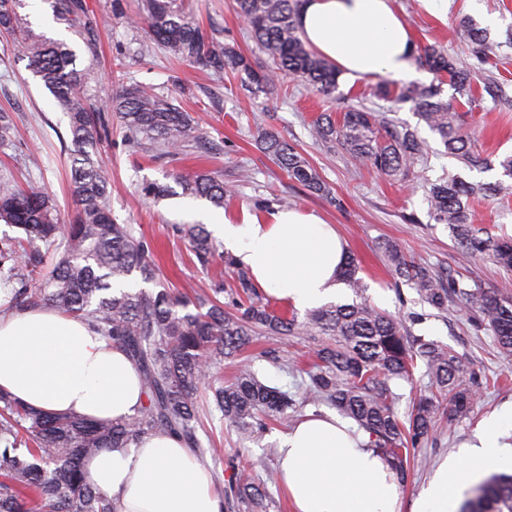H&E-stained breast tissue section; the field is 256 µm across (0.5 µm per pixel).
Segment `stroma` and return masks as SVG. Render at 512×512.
<instances>
[{"mask_svg":"<svg viewBox=\"0 0 512 512\" xmlns=\"http://www.w3.org/2000/svg\"><path fill=\"white\" fill-rule=\"evenodd\" d=\"M90 15L105 19L97 56H83L92 65L96 80L91 87L100 98L110 97L120 86L137 82L174 98L202 127L207 139L219 143L220 153L190 148L177 157L160 155L149 142L130 143L115 113H108V132L100 145V156L109 179V204L118 223L131 225L136 238L149 247L167 286L179 292L204 295L224 280L221 260L201 266L179 228L201 223L202 213L212 212L204 200L182 195L160 198L142 194L145 185L173 184L174 174L200 171L220 174L230 190L224 201L226 217L243 214L263 216L287 198L293 208L314 212L333 224L346 243L348 253L360 261L358 277L364 295L380 310L402 320L412 334L447 345L465 358L470 370L484 382L469 418L446 421V434L438 445L420 449L414 473L400 489L404 508H411L422 484L440 459L471 439L481 421L512 403V356L500 350L490 330L475 329L467 311L449 307L440 311L423 302L416 291L392 274L382 245L389 240L402 244L415 261L437 273L470 277L482 287H498L504 273L497 266L462 251L447 225L437 223L427 197L429 182L447 174H459L473 184L500 179L499 170L465 168L448 155L439 136L421 125L410 107L394 112L401 125L418 128L427 142L428 162L424 179L409 186L380 176L359 165L338 148L316 142L310 128L318 113L339 108L350 99L363 97L370 108L381 100L369 97L373 80L355 83L340 80L333 97L310 91L296 80L282 81L271 95L252 94L232 73L216 78L203 68L176 61L147 34L146 24L137 23L141 0H85ZM201 25L225 43L234 45L252 65L264 57L248 38L246 24L235 10V0H186ZM409 27L416 47L437 45L461 61H471V47L460 22L470 17L483 22L494 17L490 28L495 41L485 63H472V83L481 88L488 79L502 83L512 98V44L505 32L512 28V0H448L447 13L425 7L421 0H395ZM12 36L0 31V112L11 120L9 146L0 148V179L20 183L34 181L47 187L57 204L62 223H71L75 205L67 190L66 173L71 143L67 118L57 101L35 77L27 60L8 50ZM463 128L472 134L478 149L487 153H512V107L484 101L459 107ZM279 133L301 150L330 186L332 198L314 194L291 182L286 174L256 145L259 130ZM476 224L498 237H512V197L476 196ZM317 346L310 336L286 340L274 336L255 337L249 347L255 356L259 378L294 396L303 413H328V406L305 401V382L294 364L311 356ZM264 349L276 350L278 362L261 358ZM198 432L211 441L217 455L207 457L217 485H224L234 466L248 463L253 475L264 483L270 497L269 512H291L277 484L280 467L278 442L286 429L276 426L252 441L242 440L225 422L215 405L206 406Z\"/></svg>","mask_w":512,"mask_h":512,"instance_id":"1","label":"stroma"}]
</instances>
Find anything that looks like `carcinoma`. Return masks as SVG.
<instances>
[{"instance_id":"cac0c4a2","label":"carcinoma","mask_w":512,"mask_h":512,"mask_svg":"<svg viewBox=\"0 0 512 512\" xmlns=\"http://www.w3.org/2000/svg\"><path fill=\"white\" fill-rule=\"evenodd\" d=\"M22 0H0V28L16 30L17 7ZM56 19L78 38L89 55L96 54L100 20L90 15L85 0H48ZM299 0H236L237 13L246 21L249 38L267 57L269 67L259 73L235 49L208 36L192 12L179 0H143L149 36L179 58L198 64L217 76L230 70L246 75L245 83L257 93L275 81L293 77L332 98L340 73L315 56L301 40L294 18ZM461 26L474 56L488 55V29L466 17ZM52 92L66 112L73 149L70 150V194L76 206L73 223L59 224L53 197L41 185L21 188L0 181V222L18 229L23 237L0 240V276L20 285L15 303L21 309L55 307L71 318L86 321L107 341L121 346L138 370L143 399L134 413L112 422H92L75 416L37 412L0 391V512H116L114 502L97 489L85 470V460L102 448H127L146 436L170 431L181 436L199 458L214 454L197 436L200 426L199 393L209 369L224 358L238 356L259 332L283 340L290 336H319L307 375L306 395L314 403L334 407L353 420L368 436L369 446L385 455L400 482L407 481L410 451L437 443L441 400L448 414L470 415L478 390L469 385L463 358L434 340L410 333L403 322L359 296L351 304L329 303L309 311L298 321L255 287L248 269L224 255V272L234 281L230 289L235 312H224L218 295L174 293L168 288L148 291L126 289L140 277L156 281L144 241L135 238L128 224L112 217L108 178L99 155L100 130L107 126L104 112L118 115L129 137L148 141L163 153L176 155L203 139L190 113L138 83L123 85L107 104L90 93L94 74L80 67L75 49L64 41L20 33L11 46ZM415 63L438 77L429 85L379 84L369 96L391 103L396 112L405 105L437 133L451 156L467 168L491 170L502 178L474 185L458 175L430 184L428 202L434 219L448 225L455 242L467 253L501 268L508 278L501 287L486 289L452 274H436L415 262L401 244L384 245L394 274L414 288L421 299L445 311L453 303L471 313V322L493 332L499 347L512 353V239L489 234L478 227L470 209L477 194L488 197L512 194V155L495 162L483 155L459 124L453 105L441 99L442 85L455 92L457 103L471 106L488 96L506 102L502 85L487 80L474 90L471 71L435 45L423 47ZM312 136L329 148L340 147L352 159L368 164L393 181L420 177L425 142L419 130L399 126L388 113L363 105L342 112H324L313 122ZM260 145L288 178L309 191L330 195L317 169L284 137L264 131ZM183 194L224 206L229 189L211 172L179 180ZM198 262L205 266L216 247L201 224L182 229ZM60 253L47 272V255ZM357 258L349 255L341 276L354 291H361ZM425 366L435 392L420 399L404 416L397 404V384H413L418 364ZM216 408L240 437L252 440L274 423L294 421L297 409L288 393L264 384L253 362H242L234 379L213 392ZM224 500L233 510L266 512V492L255 477L236 468L227 480ZM460 512H512V475L493 473L474 485Z\"/></svg>"}]
</instances>
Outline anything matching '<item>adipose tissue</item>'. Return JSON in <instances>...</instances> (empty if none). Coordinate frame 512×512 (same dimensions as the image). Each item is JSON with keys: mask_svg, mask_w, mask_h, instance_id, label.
I'll use <instances>...</instances> for the list:
<instances>
[{"mask_svg": "<svg viewBox=\"0 0 512 512\" xmlns=\"http://www.w3.org/2000/svg\"><path fill=\"white\" fill-rule=\"evenodd\" d=\"M298 29L349 81L400 77L415 45L393 0H301ZM212 227L250 268L256 284L303 310L334 297L346 258L342 240L319 215L276 209ZM0 389L34 410L112 421L142 397L138 371L122 348L57 310L15 307L0 287ZM512 404L486 417L474 443L441 461L411 512H455L463 489L486 473L512 469ZM364 433L338 416H308L279 441V480L293 512H401L397 475ZM117 512H222L209 470L171 432L128 448H107L86 463Z\"/></svg>", "mask_w": 512, "mask_h": 512, "instance_id": "1", "label": "adipose tissue"}]
</instances>
